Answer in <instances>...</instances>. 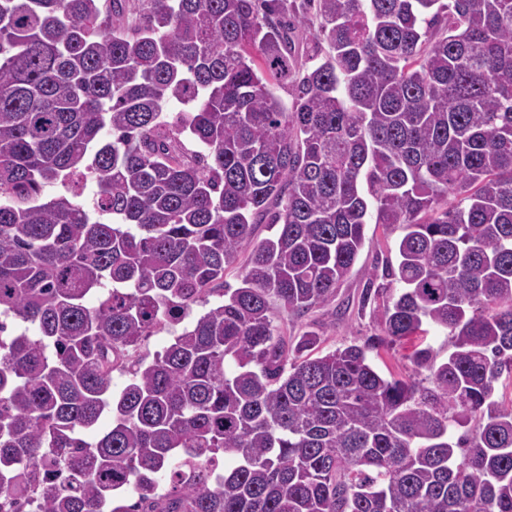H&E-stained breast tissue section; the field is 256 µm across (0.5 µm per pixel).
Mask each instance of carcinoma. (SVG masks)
Instances as JSON below:
<instances>
[{
  "mask_svg": "<svg viewBox=\"0 0 512 512\" xmlns=\"http://www.w3.org/2000/svg\"><path fill=\"white\" fill-rule=\"evenodd\" d=\"M76 175L93 210L41 200ZM367 224L382 335L315 356L279 314ZM504 376L512 0H0V512H512ZM402 351L399 348H388L381 346L368 352V357L373 366L381 375L390 379L392 377L405 379L408 376L422 378L417 376L415 366L407 359L402 357Z\"/></svg>",
  "mask_w": 512,
  "mask_h": 512,
  "instance_id": "cac0c4a2",
  "label": "carcinoma"
}]
</instances>
